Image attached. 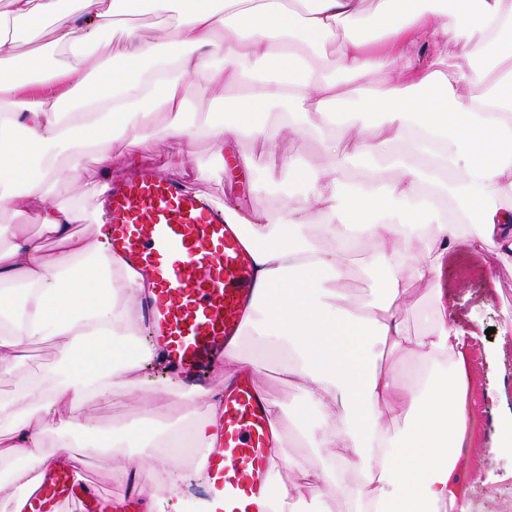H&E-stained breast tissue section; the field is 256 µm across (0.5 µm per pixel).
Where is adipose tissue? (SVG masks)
Here are the masks:
<instances>
[{
    "label": "adipose tissue",
    "mask_w": 512,
    "mask_h": 512,
    "mask_svg": "<svg viewBox=\"0 0 512 512\" xmlns=\"http://www.w3.org/2000/svg\"><path fill=\"white\" fill-rule=\"evenodd\" d=\"M159 16L150 37L123 29L107 56L91 51L119 17ZM450 39L488 50L492 66L453 59L435 47ZM340 42L339 74L316 75L310 56ZM29 46L20 57V46ZM225 121L186 118V90L210 67ZM354 83L338 94L341 82ZM486 91L468 96L475 83ZM286 107L291 134H316L331 164L312 167L266 138L262 108ZM162 129L174 149L159 170L193 184L204 173L192 146L220 140L211 173L244 180L251 156L240 139L273 156L269 179L287 177L298 196L250 210L224 198L227 223L254 267V299L242 335L286 358L289 380L313 424L295 428L300 446L324 452L321 469L292 461L295 482L277 460L287 437L283 408L269 401L272 430L263 512H470L455 485L459 437L466 426L463 327L450 321L440 277L450 252L495 245L512 259V0H0V367L36 338L55 341L58 360L19 381L0 400V512H29V500L60 464L83 475L72 451L95 443L131 462L145 486L141 512H216L219 498L191 496L185 448L210 446L224 393L142 373L155 354L138 343L133 310L150 291L146 272L112 256L100 206L118 171L136 173L139 141ZM126 142L121 159L107 149ZM98 177L83 202L65 205L55 183L80 177L81 157ZM399 172L389 178L385 167ZM459 207L447 209L442 199ZM34 211L58 253L15 226ZM93 221V237L75 224ZM371 260L368 285L352 303L341 283L361 243ZM431 285L433 305L410 336L403 309L409 283ZM419 356L413 387L401 391L385 362ZM131 376L147 396L203 399L202 418L145 416L142 435L98 432L84 408ZM28 408L20 415L15 404ZM403 418L398 429L388 413ZM360 478L350 489L347 473Z\"/></svg>",
    "instance_id": "adipose-tissue-1"
}]
</instances>
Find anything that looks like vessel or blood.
<instances>
[{
    "instance_id": "1",
    "label": "vessel or blood",
    "mask_w": 512,
    "mask_h": 512,
    "mask_svg": "<svg viewBox=\"0 0 512 512\" xmlns=\"http://www.w3.org/2000/svg\"><path fill=\"white\" fill-rule=\"evenodd\" d=\"M107 223L113 255L152 277L153 292L141 303L151 344L185 379L209 382L252 299L251 255L236 229L210 196L150 169L113 188ZM268 438L264 401L249 384L237 386L224 400L213 445L199 452L209 486L223 495L220 512H262ZM91 500L104 502L94 486L74 487L62 471L33 512Z\"/></svg>"
}]
</instances>
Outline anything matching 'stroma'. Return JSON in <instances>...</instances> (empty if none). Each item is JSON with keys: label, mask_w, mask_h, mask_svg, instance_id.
Here are the masks:
<instances>
[{"label": "stroma", "mask_w": 512, "mask_h": 512, "mask_svg": "<svg viewBox=\"0 0 512 512\" xmlns=\"http://www.w3.org/2000/svg\"><path fill=\"white\" fill-rule=\"evenodd\" d=\"M441 284L449 314L474 333L465 350L467 430L456 481L471 512H512V456L493 446L499 422L512 414V266L503 263L491 247L462 251L443 266ZM242 354L258 362L267 396L278 401L289 418L298 417V392L288 380L283 361L248 340ZM56 357L53 342L27 345L11 367L0 368V397L10 398L23 376L44 368ZM204 409V402L193 398L170 396L153 403L137 393L112 394L89 406L86 414L100 428L124 426L134 437L146 412L165 421L188 414L198 418ZM476 472L484 480L479 487L471 482Z\"/></svg>", "instance_id": "35a3bbf8"}]
</instances>
